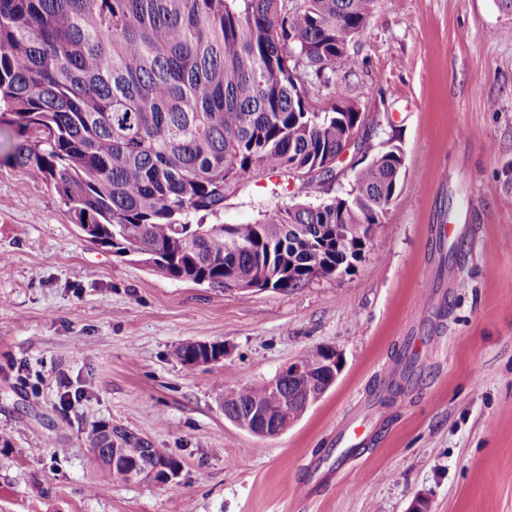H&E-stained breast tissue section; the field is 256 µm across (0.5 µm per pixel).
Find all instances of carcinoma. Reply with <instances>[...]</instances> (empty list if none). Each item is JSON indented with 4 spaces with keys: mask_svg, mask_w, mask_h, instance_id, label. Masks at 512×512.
I'll return each mask as SVG.
<instances>
[{
    "mask_svg": "<svg viewBox=\"0 0 512 512\" xmlns=\"http://www.w3.org/2000/svg\"><path fill=\"white\" fill-rule=\"evenodd\" d=\"M376 0H0V124L21 140L7 160L53 185L92 243L170 279L227 289L251 277L286 291L348 274L403 178L399 146L354 170L321 203L251 224H204L256 168L327 185L361 113L313 82L336 63ZM203 343L174 355L195 367ZM220 390L224 411L283 420L299 382L283 376ZM106 484L151 461L143 435L110 422L85 432ZM119 458H114V454Z\"/></svg>",
    "mask_w": 512,
    "mask_h": 512,
    "instance_id": "carcinoma-1",
    "label": "carcinoma"
}]
</instances>
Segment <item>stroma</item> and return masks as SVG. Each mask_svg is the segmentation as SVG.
Returning a JSON list of instances; mask_svg holds the SVG:
<instances>
[{"instance_id": "35a3bbf8", "label": "stroma", "mask_w": 512, "mask_h": 512, "mask_svg": "<svg viewBox=\"0 0 512 512\" xmlns=\"http://www.w3.org/2000/svg\"><path fill=\"white\" fill-rule=\"evenodd\" d=\"M512 27L497 0H377L327 94L367 118L371 152L399 146L403 187L354 270L287 291L182 282L82 236L54 187L0 160V512H512ZM352 170L307 187L258 170L217 223L345 195ZM472 207L449 219L462 198ZM455 221L458 235L436 239ZM219 343L214 368L174 356ZM343 369L276 437L228 421L235 388L323 347ZM414 364L402 376L399 351ZM401 393L383 402L385 382ZM374 434L345 466L336 435ZM151 438L172 482L94 492L92 425ZM203 344L204 343L201 342L184 343L175 349L174 355L176 359L184 366L196 367L198 364L199 356L201 353H203ZM215 362L216 361L209 356L205 363L202 362L197 367L209 366Z\"/></svg>"}]
</instances>
